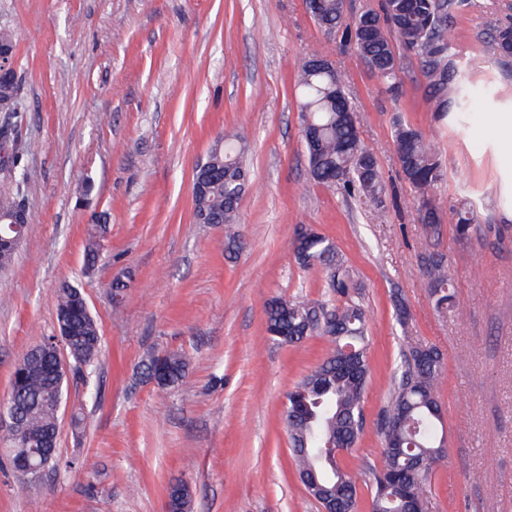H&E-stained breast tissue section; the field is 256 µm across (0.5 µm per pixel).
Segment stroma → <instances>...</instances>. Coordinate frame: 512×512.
Here are the masks:
<instances>
[{
    "mask_svg": "<svg viewBox=\"0 0 512 512\" xmlns=\"http://www.w3.org/2000/svg\"><path fill=\"white\" fill-rule=\"evenodd\" d=\"M509 21L512 0H454L448 39L471 98L448 117L433 111L413 52L400 50L391 95L305 0H0V25L17 35V131L33 145L30 224L0 273V405L22 355L58 330L61 282L83 290L102 336L95 364L64 383L57 466L22 477L0 443V512H163L180 479L193 512H319L294 472L283 404L327 339L282 345L265 321L274 298L331 296L322 269L294 261L302 224L334 242L366 311L364 429L340 457L359 486L358 512H369L368 469L383 459L407 336L444 361L436 397L451 454L433 471L429 512H512V154L501 148L512 67L501 69L491 40ZM314 55L344 78L387 185L383 205L310 176L295 78ZM399 120L445 165L431 192L436 226L420 222L400 171ZM227 134L247 147L233 243L193 214V170ZM464 203L476 212L465 237L452 216ZM100 212L108 233L89 270L83 250ZM433 258L455 289L445 312L428 288ZM122 273L129 287L117 306L110 283ZM170 350L191 360L183 385L143 381V361Z\"/></svg>",
    "mask_w": 512,
    "mask_h": 512,
    "instance_id": "obj_1",
    "label": "stroma"
}]
</instances>
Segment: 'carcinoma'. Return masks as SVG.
I'll return each mask as SVG.
<instances>
[{
  "mask_svg": "<svg viewBox=\"0 0 512 512\" xmlns=\"http://www.w3.org/2000/svg\"><path fill=\"white\" fill-rule=\"evenodd\" d=\"M307 11L317 25L333 30L343 24V0H305ZM452 0H384L379 12L366 11L346 24V35L358 54L377 72L391 92L400 87V62L394 41L412 51L428 79L430 100L436 112L455 111L462 104L460 74L448 43V10ZM497 52L512 47V26L497 28L492 35ZM310 60L301 63L296 89L301 122L309 123L315 143L307 148L312 179L322 185L339 186L373 202H382L386 184L374 155L359 137L358 122L345 85L337 70H314ZM17 72L0 77V99H18ZM0 133L12 138L10 168L0 165V215L23 205L26 181L24 158L30 144L15 129L0 125ZM397 161L401 173L418 197L421 223L434 226L438 215L430 192L441 183L445 167L427 143L424 133L408 123H399L394 132ZM203 165L216 172L215 181L202 193H194V216L214 224H234L245 192L240 178L245 168L243 150L230 138L215 144ZM460 235L469 233L473 223L470 208L462 205L454 212ZM107 234V217L95 216L89 225L84 261L89 269L97 264ZM293 254L302 268H321L340 304L319 300H281L265 309L267 332L275 341L288 336L291 345L313 334L327 336L331 348L310 374L286 395L288 407L306 393L305 416L288 423L291 452L300 483L311 495L319 491L323 508L342 512L356 509L357 484L339 463V454L355 447L363 431L362 398L370 375L367 359L366 315L356 300L355 284L349 270L338 258L333 243L305 225L293 239ZM431 294L437 309L445 311L453 303L454 291L442 261L433 260L427 270ZM57 321L69 330L67 352L78 369L92 366L100 347V328L83 292L67 281L56 294ZM36 350L52 352L51 337L28 350L16 365L7 406L20 416L16 442L32 452L55 427L56 413L50 398L60 382L48 369V362H31ZM400 374L394 380L388 414L398 416L395 425L385 421L384 461L370 469L369 512H405V497L428 502L426 484L434 467L447 458V448L439 437L440 406L434 386L442 367L437 349L407 336L401 345ZM167 366L165 387L180 386L189 370L188 356L179 351L152 356L143 364V373L152 378L155 365ZM167 493L180 512H192L193 492L189 484L178 482Z\"/></svg>",
  "mask_w": 512,
  "mask_h": 512,
  "instance_id": "cac0c4a2",
  "label": "carcinoma"
}]
</instances>
